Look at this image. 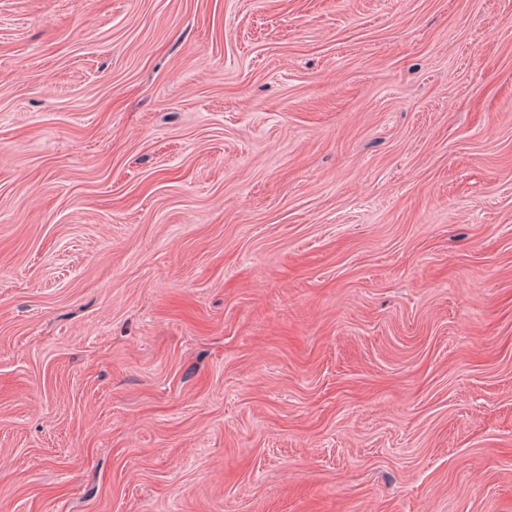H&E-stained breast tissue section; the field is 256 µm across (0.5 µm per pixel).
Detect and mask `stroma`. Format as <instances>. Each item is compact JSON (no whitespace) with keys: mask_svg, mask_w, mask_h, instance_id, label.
<instances>
[{"mask_svg":"<svg viewBox=\"0 0 512 512\" xmlns=\"http://www.w3.org/2000/svg\"><path fill=\"white\" fill-rule=\"evenodd\" d=\"M0 512H512V0H0Z\"/></svg>","mask_w":512,"mask_h":512,"instance_id":"35a3bbf8","label":"stroma"}]
</instances>
